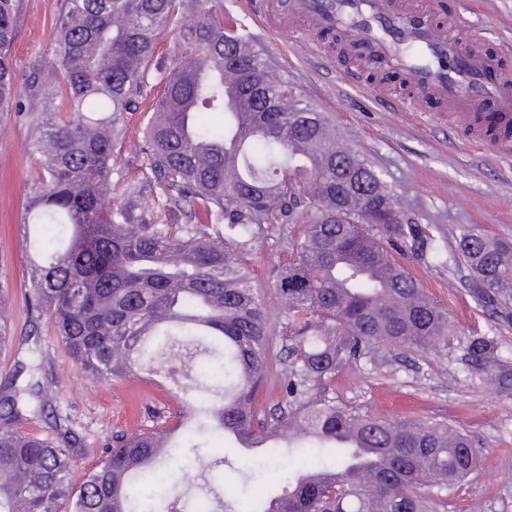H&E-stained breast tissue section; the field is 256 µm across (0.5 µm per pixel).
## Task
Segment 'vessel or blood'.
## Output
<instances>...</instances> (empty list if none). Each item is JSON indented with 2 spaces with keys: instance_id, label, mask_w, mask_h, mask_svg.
<instances>
[{
  "instance_id": "1",
  "label": "vessel or blood",
  "mask_w": 512,
  "mask_h": 512,
  "mask_svg": "<svg viewBox=\"0 0 512 512\" xmlns=\"http://www.w3.org/2000/svg\"><path fill=\"white\" fill-rule=\"evenodd\" d=\"M240 5L264 27L274 18H300L313 30L332 31L351 16L346 37L367 39L383 63L403 71L423 93L411 102L387 99L388 107L422 112L425 98L435 99L472 125L475 143L488 144L497 155L512 154V79L496 57L463 42L454 30L429 23L436 0H240ZM408 43L431 55L433 65L401 53Z\"/></svg>"
}]
</instances>
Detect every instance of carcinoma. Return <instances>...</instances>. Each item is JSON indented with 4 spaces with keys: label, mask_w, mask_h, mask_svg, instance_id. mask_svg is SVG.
Here are the masks:
<instances>
[{
    "label": "carcinoma",
    "mask_w": 512,
    "mask_h": 512,
    "mask_svg": "<svg viewBox=\"0 0 512 512\" xmlns=\"http://www.w3.org/2000/svg\"><path fill=\"white\" fill-rule=\"evenodd\" d=\"M23 0H0V114L35 128L37 191L24 223L69 229L64 249L30 260L29 306L96 384L156 369L176 351L205 405L185 399L159 425L117 435L75 480L71 446L27 434L17 394L0 403V512H147L143 488L169 456L170 437L213 429L288 464L265 498L220 505L209 482L174 492L161 512H437L478 465L471 438L441 424L362 414L312 385L362 356L448 343V316L426 298L392 249L417 238L440 260L444 245L397 210L391 188L358 152L336 150L329 116L314 110L270 64L249 32L224 23V0H62L51 54L22 74L12 47ZM193 22L183 24L186 16ZM175 37L145 127L139 181L113 180L112 143L123 115L153 90L159 39ZM231 71L248 110L229 112ZM204 71L201 82L189 78ZM109 197L112 204L102 205ZM179 214L185 224H171ZM270 224L303 228L275 269L285 309L282 347L247 258ZM456 261L481 302L512 299V240L460 225ZM495 345L473 338L483 380L512 390ZM277 372L283 406L258 408ZM53 381L29 394L47 403ZM318 461L303 459L305 447ZM224 510H218V507Z\"/></svg>",
    "instance_id": "cac0c4a2"
}]
</instances>
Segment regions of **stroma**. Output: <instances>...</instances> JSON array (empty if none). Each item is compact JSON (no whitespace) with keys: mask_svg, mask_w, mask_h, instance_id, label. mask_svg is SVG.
<instances>
[{"mask_svg":"<svg viewBox=\"0 0 512 512\" xmlns=\"http://www.w3.org/2000/svg\"><path fill=\"white\" fill-rule=\"evenodd\" d=\"M61 0H24L12 50L17 72L47 53ZM224 12L247 27L272 61L273 76L288 77L301 97L326 112L347 146L360 152L391 186L404 215L423 230L454 248L458 225L476 224L485 233L512 240V157L503 158L478 148L453 132L452 119L442 107L409 115L385 111L380 97L407 96L399 70L382 67L377 75L344 62L339 42L325 34H311L302 25H285L270 36L239 6L224 0ZM457 18L477 44L498 51L512 40V0H441L431 14L433 24ZM352 73L358 86L343 76ZM149 104L124 115L125 133L114 146L124 180L142 175L143 128ZM37 159L29 126L12 115L0 116V297L12 312L10 331L20 334L28 325L24 293L28 288V244L18 235L25 206L35 192ZM288 246L280 225H270L263 242L250 255L255 285L260 288L272 333L284 319L273 274ZM397 260L422 284L429 298L448 312L452 335L447 345L425 351L395 350L385 357H365L350 364L336 380L311 391L337 403L372 415L417 423H442L467 431L481 449L479 470L448 499L446 512H512V396L489 388L472 368L467 347L475 336L492 339L499 355L512 363V304L490 309L473 292L468 272L455 262L441 263L418 255L410 245L396 251ZM37 359L35 373L23 380L52 376L56 379L48 406L28 407L25 432L59 439L76 438L75 476H82L104 454L113 435L131 434L156 423L179 403L170 375L179 367L168 359L166 371L115 386H94L69 359L47 327H39L34 341L20 345L18 354L0 352V386L14 371L15 359ZM205 448L224 451L226 464L209 478L226 500L257 498L281 481L286 463L257 460L249 478L238 471L239 450L225 447L220 436H197ZM194 455L175 451L161 464L146 490L149 499L161 500L167 490L192 470Z\"/></svg>","mask_w":512,"mask_h":512,"instance_id":"35a3bbf8","label":"stroma"}]
</instances>
